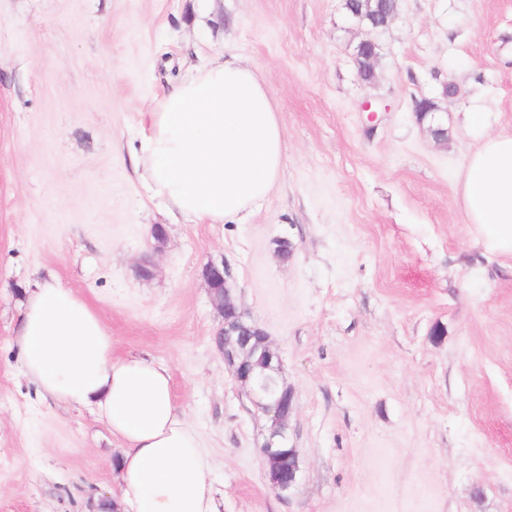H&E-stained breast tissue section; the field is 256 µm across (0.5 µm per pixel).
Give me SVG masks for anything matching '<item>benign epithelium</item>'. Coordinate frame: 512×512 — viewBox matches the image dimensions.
<instances>
[{
	"label": "benign epithelium",
	"mask_w": 512,
	"mask_h": 512,
	"mask_svg": "<svg viewBox=\"0 0 512 512\" xmlns=\"http://www.w3.org/2000/svg\"><path fill=\"white\" fill-rule=\"evenodd\" d=\"M211 301L222 315L224 323L216 343L224 355V366L231 375L248 388L259 408L271 421L265 442L260 448L267 461L287 452L294 459L288 474L270 481L281 492L292 488L297 481L298 462L295 449L288 447V419L294 412V395L281 380V358L265 332L251 323L233 301V289L228 280L230 272L224 266L208 264L203 268Z\"/></svg>",
	"instance_id": "benign-epithelium-1"
}]
</instances>
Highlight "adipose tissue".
Wrapping results in <instances>:
<instances>
[{
	"label": "adipose tissue",
	"mask_w": 512,
	"mask_h": 512,
	"mask_svg": "<svg viewBox=\"0 0 512 512\" xmlns=\"http://www.w3.org/2000/svg\"><path fill=\"white\" fill-rule=\"evenodd\" d=\"M135 154L151 198L196 223H245L276 184L286 145L256 67L210 60L157 98ZM462 201L486 248L512 254V134L467 158ZM23 374L43 396L91 408L123 443L116 467L130 512H219L201 439L176 407L169 369L116 359L98 315L59 282L38 281L21 312Z\"/></svg>",
	"instance_id": "adipose-tissue-1"
}]
</instances>
